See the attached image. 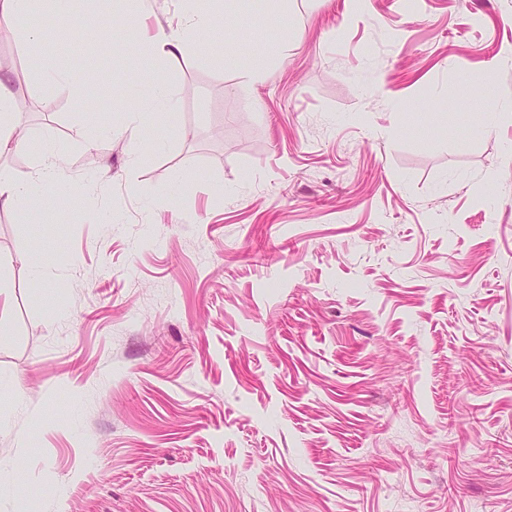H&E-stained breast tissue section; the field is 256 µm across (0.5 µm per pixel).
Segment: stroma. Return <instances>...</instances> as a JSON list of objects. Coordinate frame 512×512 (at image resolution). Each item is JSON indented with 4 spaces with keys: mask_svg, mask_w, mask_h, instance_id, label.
Instances as JSON below:
<instances>
[{
    "mask_svg": "<svg viewBox=\"0 0 512 512\" xmlns=\"http://www.w3.org/2000/svg\"><path fill=\"white\" fill-rule=\"evenodd\" d=\"M401 2L221 0L152 80L180 0L77 6L39 70L8 22L0 164L54 140L74 217L0 207V512H512V0ZM190 7L185 11L182 20L176 25L161 26L153 34L140 36L138 46L144 43L149 51L148 55L140 53L137 49L129 54V62L135 71H143L146 61L163 62L178 57L187 47L186 34L188 31L207 32L212 29L210 14L201 6L200 0H186ZM92 79V69L76 67L70 69L60 80L59 88L70 96L78 97L82 90L90 83ZM24 144L16 120L13 94L0 79V155L17 151Z\"/></svg>",
    "mask_w": 512,
    "mask_h": 512,
    "instance_id": "stroma-1",
    "label": "stroma"
}]
</instances>
